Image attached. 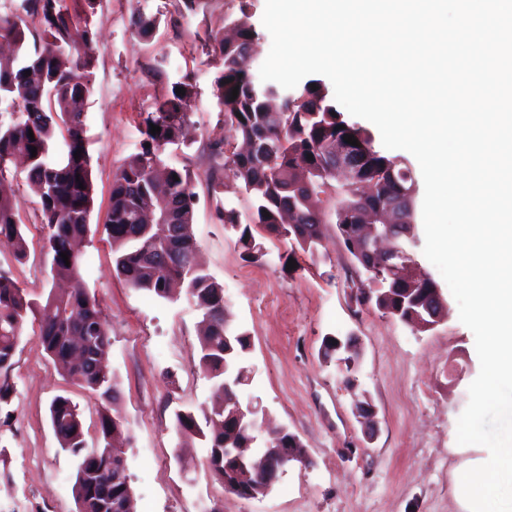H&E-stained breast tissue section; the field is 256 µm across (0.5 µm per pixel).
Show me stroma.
<instances>
[{
  "label": "stroma",
  "instance_id": "1",
  "mask_svg": "<svg viewBox=\"0 0 512 512\" xmlns=\"http://www.w3.org/2000/svg\"><path fill=\"white\" fill-rule=\"evenodd\" d=\"M159 17L154 37L132 31V9ZM239 14V0H206L177 13L175 0H97L91 24V93L85 101L92 157V224L83 247V285L95 295L111 330L107 363L127 422L125 465L135 512H470L459 476L487 458L485 447L456 441L468 387L480 369L474 335L449 301L444 320L412 328L375 307L358 304L351 287L359 268L335 224L322 227L316 255L288 239L259 232L261 260L244 259L237 236L219 219L223 209L247 216L249 198L212 189L208 144L232 136L215 81L224 61L211 35ZM188 85L185 139L170 146V164L189 169L197 194L193 233L205 270L224 285V314L249 337L243 363L251 381L241 403L302 442L307 463H291L267 495L242 499L206 464L204 441L182 447L175 414H201L214 383L199 366L200 314L187 297L168 301L129 288L118 278L101 232L116 172L146 140L145 119L174 83ZM17 222L28 241L24 260L0 243V273L42 300L52 285L40 205L25 182L15 186ZM296 268L286 269V259ZM39 323L27 318L10 378L14 393L0 413V512H77L72 486L76 460L61 450L49 420L58 395L78 403L88 445H95L101 403L72 385L42 349ZM354 336L360 361L346 383L336 361L324 359L327 336ZM376 412L367 437L357 403Z\"/></svg>",
  "mask_w": 512,
  "mask_h": 512
}]
</instances>
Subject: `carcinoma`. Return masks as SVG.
I'll return each mask as SVG.
<instances>
[{
    "label": "carcinoma",
    "instance_id": "obj_1",
    "mask_svg": "<svg viewBox=\"0 0 512 512\" xmlns=\"http://www.w3.org/2000/svg\"><path fill=\"white\" fill-rule=\"evenodd\" d=\"M249 7L250 0H240L234 38L214 36L224 58V70L216 80L224 120L246 149L220 141L212 145V153L224 158L223 168L232 172L236 188L252 200L246 221H241L233 209L220 212V219L238 233L245 259L255 261L265 256L253 234L256 227L292 238L301 250L312 254L324 223L318 206L320 195L337 193L341 196L336 209L338 234L361 266L363 260L353 250L359 225L365 223L368 214L397 199L399 188L390 172L405 171L408 180L402 185L408 189L415 182L413 171L407 163L378 150L370 130L344 119L323 79L309 78L288 94L275 85H257L246 66L259 39ZM23 10L39 23L40 43L31 49L26 44V20L0 14V38L15 47L14 53L0 55V236L11 242L17 260L27 256L24 230L16 221L10 169L12 159L22 155L27 161V185L41 205L44 248L51 256V272L68 279L72 289L64 296L48 295L41 306L29 299L15 280L0 273V409L8 406L13 392L9 372L23 324L29 314L42 310L39 340L43 350L72 384L101 402L96 457L86 446L77 404L59 395L49 409L60 448L78 458L73 485L76 503L83 512H113L114 497L123 482L115 481L108 457L122 447L116 436L124 424L115 415L118 384L100 362L110 346L109 324L96 297L82 284V256L76 249L90 232L94 201L91 155L78 101L89 96L91 89L95 32L77 28L62 0H23ZM158 24L155 17L132 16L135 32L143 39L151 38ZM27 71L31 75H25ZM313 84L318 89H311ZM235 87L238 95L233 100ZM178 88L188 85L174 84L171 93L146 118V125L160 127V133L147 134L150 147L129 157L115 174L104 231L112 244L116 274L129 287L163 299L169 298L173 283L185 287L201 316L200 366L216 385L227 381L236 393L234 381L244 368L240 358L249 347V337L231 329L224 316V285L196 263L189 171L169 166L164 159L166 146L178 143L183 134L185 96L176 93ZM58 134L67 147L61 157L53 153ZM346 135L366 145L367 151L357 171L340 183L332 155ZM33 146L37 148L34 157ZM78 150L81 155L76 158ZM403 230V224L394 227L396 245L411 261L415 238L402 234ZM62 252L68 254V260L62 259ZM380 284L381 288L369 296L358 291L357 300H367L409 324L425 316L421 296L411 298L386 275ZM75 335L85 337V344H73ZM232 408L231 404L224 410L212 408L204 415L203 427L190 412L176 415V431L181 438L202 436L207 440L208 466L221 480L224 442L241 447L250 437L249 431L229 417Z\"/></svg>",
    "mask_w": 512,
    "mask_h": 512
}]
</instances>
